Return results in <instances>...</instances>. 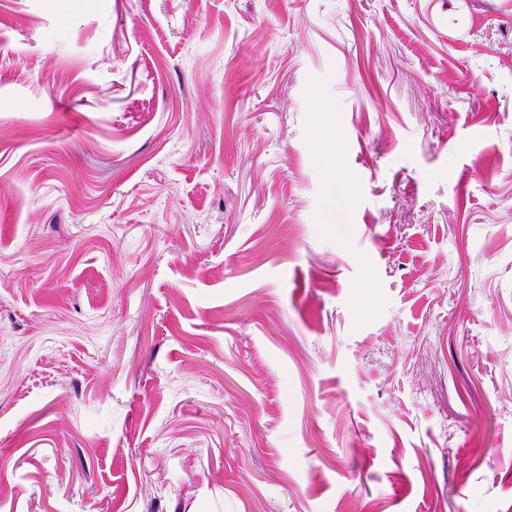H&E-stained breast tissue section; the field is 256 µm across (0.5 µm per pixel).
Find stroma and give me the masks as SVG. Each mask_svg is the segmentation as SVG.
Returning a JSON list of instances; mask_svg holds the SVG:
<instances>
[{"label": "stroma", "instance_id": "stroma-1", "mask_svg": "<svg viewBox=\"0 0 512 512\" xmlns=\"http://www.w3.org/2000/svg\"><path fill=\"white\" fill-rule=\"evenodd\" d=\"M0 512H512V0H0Z\"/></svg>", "mask_w": 512, "mask_h": 512}]
</instances>
